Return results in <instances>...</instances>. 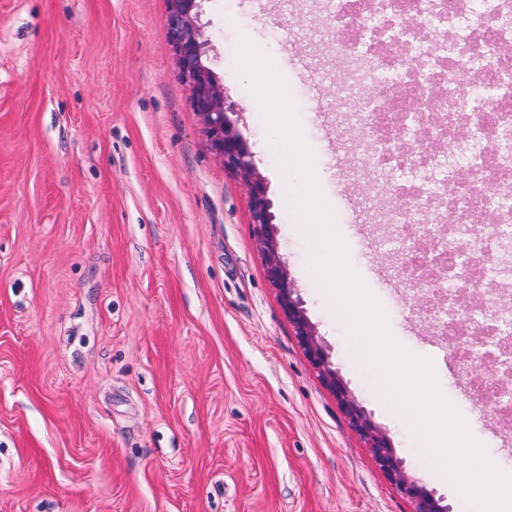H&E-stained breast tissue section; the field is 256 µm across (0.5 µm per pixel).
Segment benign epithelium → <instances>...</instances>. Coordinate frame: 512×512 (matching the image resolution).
Returning a JSON list of instances; mask_svg holds the SVG:
<instances>
[{"mask_svg":"<svg viewBox=\"0 0 512 512\" xmlns=\"http://www.w3.org/2000/svg\"><path fill=\"white\" fill-rule=\"evenodd\" d=\"M169 14L167 35L172 44L181 75L192 86L191 105L201 117L211 139L216 155L229 168L242 176L251 185L252 224L254 236L264 256L267 277L280 293L282 307L292 322L298 341L309 361L325 385L336 396L352 426L367 441L373 457L390 482L413 503V512H450L442 499L428 491L405 470L403 461L397 457L387 434L377 426L364 409L357 403L338 371L332 367L316 331L309 322L302 302L295 296V289L288 280L286 266L280 254L272 224L271 204L266 196L262 178L256 172L252 154L236 121L231 108L226 106L224 84L208 62L207 39L198 22L203 0H168ZM408 250L416 254H434L437 271L433 279L448 276L445 257L448 247L439 243L431 234L415 239ZM495 324L487 325L483 336H476L472 342L471 363L466 374L485 386L479 389L481 405L489 413L493 405L502 401L505 385L512 382V372L504 368L501 356L493 348L512 340L499 335Z\"/></svg>","mask_w":512,"mask_h":512,"instance_id":"benign-epithelium-1","label":"benign epithelium"}]
</instances>
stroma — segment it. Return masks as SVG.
<instances>
[{"label": "stroma", "instance_id": "obj_1", "mask_svg": "<svg viewBox=\"0 0 512 512\" xmlns=\"http://www.w3.org/2000/svg\"><path fill=\"white\" fill-rule=\"evenodd\" d=\"M167 0H0V512H413L302 349L167 38ZM211 66L266 186L288 278L355 400L405 468L472 512L381 397L308 265L288 178L228 56L239 36L286 79L351 265L424 356L417 293L370 219L377 185L296 0H204ZM352 194L353 219L344 205ZM445 396L512 472L506 430L456 357Z\"/></svg>", "mask_w": 512, "mask_h": 512}]
</instances>
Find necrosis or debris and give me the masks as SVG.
<instances>
[{"label":"necrosis or debris","mask_w":512,"mask_h":512,"mask_svg":"<svg viewBox=\"0 0 512 512\" xmlns=\"http://www.w3.org/2000/svg\"><path fill=\"white\" fill-rule=\"evenodd\" d=\"M321 4L348 33L332 52L336 98L358 101L351 121L364 133L374 170L392 181L399 198L382 217L393 227L391 243L405 249L412 227L423 223L447 226L452 259L463 250L500 247L512 230V205L493 206L512 194V147L501 141L503 130H512V64L504 51L512 42V0H366L362 10L346 0ZM410 13L420 17L426 37L405 34ZM475 73L496 89L478 106L471 102ZM435 95L443 120L430 125L429 136L452 157L462 141H472L467 177L453 165L447 177H434L443 156L406 145L405 134L414 132ZM489 210L493 227L477 226L475 214Z\"/></svg>","instance_id":"obj_1"}]
</instances>
